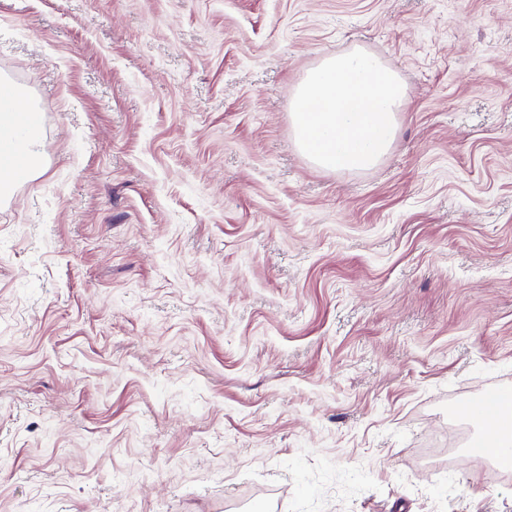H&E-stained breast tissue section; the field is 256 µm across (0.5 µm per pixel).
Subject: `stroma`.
<instances>
[{
    "label": "stroma",
    "mask_w": 512,
    "mask_h": 512,
    "mask_svg": "<svg viewBox=\"0 0 512 512\" xmlns=\"http://www.w3.org/2000/svg\"><path fill=\"white\" fill-rule=\"evenodd\" d=\"M407 88L375 168L307 70ZM44 172L0 204V512H512V0H0ZM507 389L498 387L482 396L478 403L481 410L496 407L504 398ZM476 422L483 432V439L470 448L477 457L512 459V395L502 402L498 409H492L481 415L467 416Z\"/></svg>",
    "instance_id": "obj_1"
}]
</instances>
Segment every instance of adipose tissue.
Wrapping results in <instances>:
<instances>
[{
  "mask_svg": "<svg viewBox=\"0 0 512 512\" xmlns=\"http://www.w3.org/2000/svg\"><path fill=\"white\" fill-rule=\"evenodd\" d=\"M27 112L26 121H19V112ZM40 115L21 89H13L10 96H0V155H20L23 168L0 166V202L8 200L20 183L29 182L42 174L44 161L41 147ZM483 438L472 446L474 456L512 459V396L499 408L476 416Z\"/></svg>",
  "mask_w": 512,
  "mask_h": 512,
  "instance_id": "obj_1",
  "label": "adipose tissue"
}]
</instances>
